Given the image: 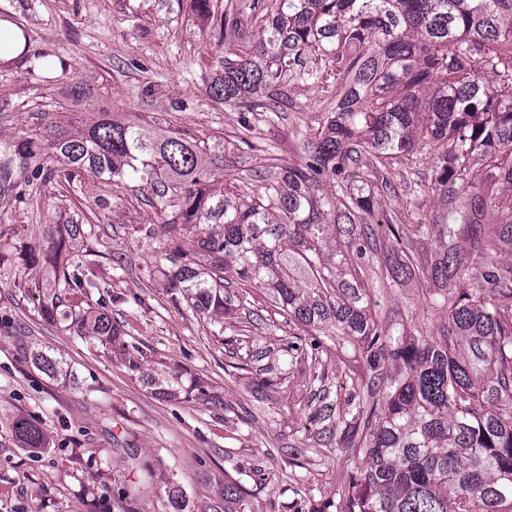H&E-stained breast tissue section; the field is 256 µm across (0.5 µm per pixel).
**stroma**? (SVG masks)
Returning <instances> with one entry per match:
<instances>
[{
  "label": "stroma",
  "instance_id": "1",
  "mask_svg": "<svg viewBox=\"0 0 512 512\" xmlns=\"http://www.w3.org/2000/svg\"><path fill=\"white\" fill-rule=\"evenodd\" d=\"M0 20L23 27L27 48L14 60H0V135L19 136L47 128L60 111L61 94L82 82L84 105L73 108V126L88 112L104 110L114 119L163 129L188 139L216 138L224 144V176L241 192L261 184L252 170L269 173L279 163L298 162L321 114L336 104L334 92L297 80L280 86L275 122L259 124L241 142L234 108L213 100L208 87L223 54L218 16L200 11L193 0H0ZM59 56L68 73L45 72L36 55ZM436 145L420 147L405 168L389 171L391 192L378 194L379 213L414 227L439 224L449 213L440 197L425 194L434 176ZM96 211L94 266L107 289L92 303L117 314L125 338L148 344L151 358L181 365V381L192 390L203 378L221 395L216 409L201 400L171 404L156 398L131 377L117 353L97 340H78L37 314L42 296L39 271L0 267V512H124L120 494L133 489L139 512H165L160 475L172 472L196 512L217 500L225 480L242 481L250 512H295L308 500H337L360 463L357 449L345 447L332 420L312 424L304 366L284 375L281 410L267 408L247 378L225 373L224 346L206 321L168 300L163 278L145 284L148 269L168 263L158 250L161 220L136 182L122 185L85 181L81 204L47 188L27 204L0 199L5 235L0 251L26 243L48 244L78 212ZM153 225V237L142 228ZM388 240L380 238L369 256L371 302L390 333L413 326L439 334L446 321L444 302L431 303L417 282L387 277ZM27 328L29 341L56 349L76 368L87 388L78 393L20 359L12 324ZM243 329V350H262L278 360L295 326L268 312L263 294L243 298L234 321ZM328 375L327 404L342 412L349 390L343 375L369 379L351 346L329 344L319 359ZM39 421L48 447L22 448L10 433L15 417ZM138 452L129 460L127 449ZM266 479L254 482L252 468Z\"/></svg>",
  "mask_w": 512,
  "mask_h": 512
}]
</instances>
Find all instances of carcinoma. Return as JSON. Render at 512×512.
Returning <instances> with one entry per match:
<instances>
[{"label":"carcinoma","instance_id":"carcinoma-1","mask_svg":"<svg viewBox=\"0 0 512 512\" xmlns=\"http://www.w3.org/2000/svg\"><path fill=\"white\" fill-rule=\"evenodd\" d=\"M259 24L255 49L232 40L224 47V73L211 96L238 112L246 133L268 94L291 77L336 87V106L318 122L296 164H278L266 184L243 195L224 176V150L207 142L160 133L97 112L70 130L58 112L55 133L37 129L0 137V198L24 203L54 183L78 192L84 177L111 183L138 180L169 233L164 252L171 267L166 290L176 307L217 328L224 351L240 355L233 329L234 284L263 288L276 314L305 327L283 348V361H318L326 349V323L348 342L371 372L367 398L355 394L346 447L364 449L335 512H512V264L498 259L512 245V0H251ZM442 145L427 193L451 207L444 224H420L438 248L418 267L403 247L406 231L385 221L393 282L419 277L450 287L470 280L446 302L448 323L438 336L402 328L393 336L377 321L364 279L369 228L377 206L364 168L402 165L420 141ZM481 180L472 181L473 166ZM508 188L504 205L487 217L486 197ZM91 233L89 222L38 252L19 247L29 269L48 273V295L38 314L119 352L128 371L169 401L181 399L180 374L164 381L145 368L149 355L122 337L119 323L84 307L89 294L108 287L91 260L62 252ZM347 239L339 263L325 259L329 240ZM469 242L470 261L457 250ZM17 354L50 378L73 376L63 357L17 335ZM244 355L236 369L251 375L256 393L277 382ZM12 435L22 448H45L44 429L19 416ZM165 512H193L184 490L165 482ZM213 512H249L248 491L224 483Z\"/></svg>","mask_w":512,"mask_h":512}]
</instances>
